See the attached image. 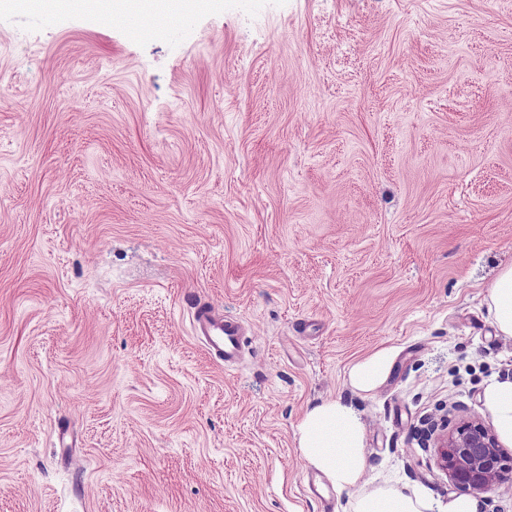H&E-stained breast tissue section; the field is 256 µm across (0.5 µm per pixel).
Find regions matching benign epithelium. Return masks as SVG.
Wrapping results in <instances>:
<instances>
[{
	"mask_svg": "<svg viewBox=\"0 0 512 512\" xmlns=\"http://www.w3.org/2000/svg\"><path fill=\"white\" fill-rule=\"evenodd\" d=\"M438 425L426 423L417 434L421 447L437 439L440 468L455 486L488 493L504 479V456L496 433L475 418L461 421L455 428L436 435Z\"/></svg>",
	"mask_w": 512,
	"mask_h": 512,
	"instance_id": "7a95c632",
	"label": "benign epithelium"
}]
</instances>
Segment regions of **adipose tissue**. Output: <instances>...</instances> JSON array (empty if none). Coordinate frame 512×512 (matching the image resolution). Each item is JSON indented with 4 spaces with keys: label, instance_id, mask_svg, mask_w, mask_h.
Masks as SVG:
<instances>
[{
    "label": "adipose tissue",
    "instance_id": "obj_1",
    "mask_svg": "<svg viewBox=\"0 0 512 512\" xmlns=\"http://www.w3.org/2000/svg\"><path fill=\"white\" fill-rule=\"evenodd\" d=\"M495 328L512 335V267L500 271L486 291ZM394 353L384 348L359 360L348 370L356 391L372 394L387 378ZM296 443L306 463L321 473L336 491L358 486L368 465L364 426L351 405L325 399L307 408L299 421ZM432 503L421 493L407 494L387 488L357 497L351 512H430Z\"/></svg>",
    "mask_w": 512,
    "mask_h": 512
}]
</instances>
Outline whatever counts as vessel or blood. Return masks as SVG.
Returning a JSON list of instances; mask_svg holds the SVG:
<instances>
[{"instance_id":"1","label":"vessel or blood","mask_w":512,"mask_h":512,"mask_svg":"<svg viewBox=\"0 0 512 512\" xmlns=\"http://www.w3.org/2000/svg\"><path fill=\"white\" fill-rule=\"evenodd\" d=\"M193 334L215 361L231 365L242 352L243 328L238 320L215 312L207 305H196Z\"/></svg>"}]
</instances>
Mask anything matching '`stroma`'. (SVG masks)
I'll return each instance as SVG.
<instances>
[{"instance_id": "stroma-1", "label": "stroma", "mask_w": 512, "mask_h": 512, "mask_svg": "<svg viewBox=\"0 0 512 512\" xmlns=\"http://www.w3.org/2000/svg\"><path fill=\"white\" fill-rule=\"evenodd\" d=\"M512 0H0V512H350L460 496L414 429L492 425L512 336ZM206 303L246 328L227 367ZM392 348L371 396L352 363ZM365 427L307 494L306 408ZM120 3L123 5L120 12H116L117 2L113 3L112 0H83L81 7L85 10L96 11L102 20L111 21L116 17H126L132 11H138L141 14L157 13L162 15L170 11L171 5L170 0H125ZM486 302L495 328L512 335V267L500 271L486 291ZM193 335L215 361L229 366L237 362L242 352L243 328L240 321L215 312L205 304L194 307ZM295 437L306 463L336 491L358 486L368 459L364 426L351 405L342 398L313 404L299 421ZM350 508L351 512H426L432 503L422 493L406 494L387 488L357 497Z\"/></svg>"}]
</instances>
